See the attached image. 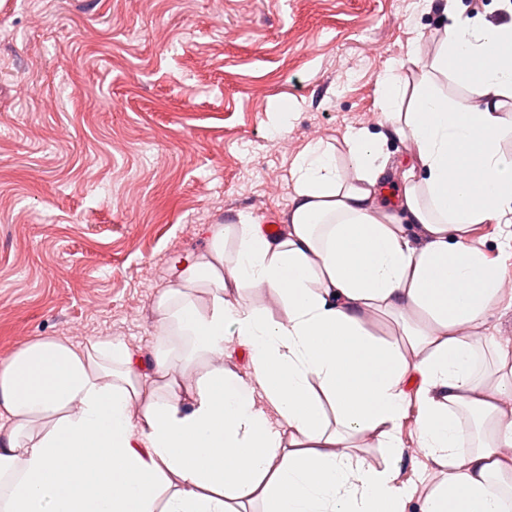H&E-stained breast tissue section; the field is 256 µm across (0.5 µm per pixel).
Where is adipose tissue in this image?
Segmentation results:
<instances>
[{
    "label": "adipose tissue",
    "instance_id": "adipose-tissue-1",
    "mask_svg": "<svg viewBox=\"0 0 512 512\" xmlns=\"http://www.w3.org/2000/svg\"><path fill=\"white\" fill-rule=\"evenodd\" d=\"M499 7L493 24L443 5L430 62L408 58L417 83L382 79L379 131L296 156L275 235L210 225L153 304L150 370L109 340L39 337L0 360V512H506L512 348L491 323L507 267L470 239L512 224V0ZM450 78L466 94H445ZM393 139L412 153L389 204ZM381 315L404 343L373 332ZM231 341L245 373L224 365Z\"/></svg>",
    "mask_w": 512,
    "mask_h": 512
}]
</instances>
